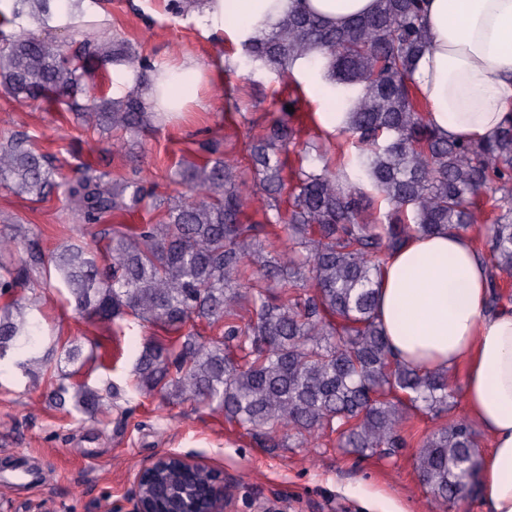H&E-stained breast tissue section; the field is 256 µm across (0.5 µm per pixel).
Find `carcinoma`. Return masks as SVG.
<instances>
[{
	"label": "carcinoma",
	"mask_w": 512,
	"mask_h": 512,
	"mask_svg": "<svg viewBox=\"0 0 512 512\" xmlns=\"http://www.w3.org/2000/svg\"><path fill=\"white\" fill-rule=\"evenodd\" d=\"M12 2L4 24L66 16L58 29L69 30L76 15H84L71 11L79 0ZM422 2L376 0L373 12L341 27L290 12L244 43L245 65L253 70L284 75L294 61L307 59L344 90L343 132L359 147L355 174L312 164L286 167L283 155L304 130L285 109L252 140L253 184L228 153L187 162L179 178L188 194L168 201L158 223L114 224L103 248L71 243L56 254L58 290L81 318L109 326L132 316L177 336L170 345H143L134 390L222 410L226 421L267 448L287 440L319 448L336 433L341 447L360 454L402 445L413 413L448 409V372L395 359L378 320V286L387 261L411 238L462 233L489 206V236L475 248L488 268L485 309L512 302L502 288L512 278V118L481 144L444 138L431 128L411 77L427 43ZM82 27L83 41L69 55L53 39L0 31V90L20 105L75 99L93 60L122 64L144 78V59L114 44L106 29L90 21ZM84 110L114 133V156L162 122L161 113L134 95L90 97ZM356 178L391 206L388 223H372ZM61 186L86 224L130 214L152 197L140 181H114L88 163L68 179L25 137L0 146L1 189L41 200ZM272 236L280 246L269 243ZM23 243L18 232L0 234V363L31 377L54 352L67 365L84 356L77 344H53L38 355L45 342L35 316L41 296L14 293L37 282L43 260L33 250L15 259ZM200 323L214 335H201ZM58 373L56 405L70 401L81 414L111 408L103 389L84 383L72 390L65 383L71 373ZM479 465L476 431L466 418L427 436L416 456L420 477L450 508ZM173 477L194 491L208 490L197 471L176 466Z\"/></svg>",
	"instance_id": "carcinoma-1"
}]
</instances>
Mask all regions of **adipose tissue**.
<instances>
[{
    "label": "adipose tissue",
    "mask_w": 512,
    "mask_h": 512,
    "mask_svg": "<svg viewBox=\"0 0 512 512\" xmlns=\"http://www.w3.org/2000/svg\"><path fill=\"white\" fill-rule=\"evenodd\" d=\"M376 0H207L213 28L239 40L272 30L304 10L340 26L373 11ZM430 44L412 78L439 134L482 143L512 113V0H426ZM147 87L129 81L151 109L182 111L200 80L191 56L166 65ZM486 268L470 237H416L384 271L378 315L397 359L430 370L463 369L470 416L491 437L481 459L480 497L490 512H512V310L485 313Z\"/></svg>",
    "instance_id": "adipose-tissue-1"
}]
</instances>
